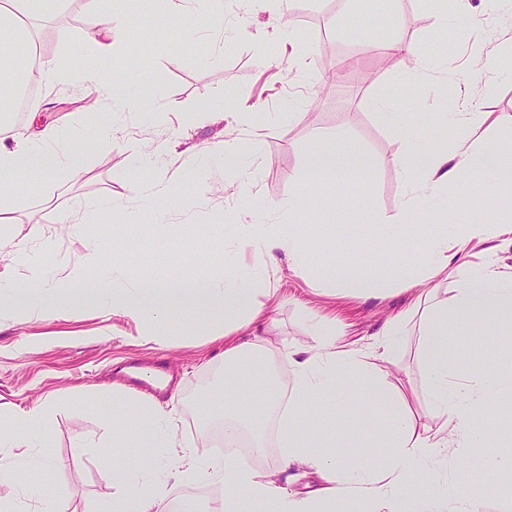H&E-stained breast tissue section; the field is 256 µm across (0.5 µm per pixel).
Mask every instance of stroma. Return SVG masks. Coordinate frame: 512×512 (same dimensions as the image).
<instances>
[{"instance_id": "obj_1", "label": "stroma", "mask_w": 512, "mask_h": 512, "mask_svg": "<svg viewBox=\"0 0 512 512\" xmlns=\"http://www.w3.org/2000/svg\"><path fill=\"white\" fill-rule=\"evenodd\" d=\"M85 7L86 0H47L44 57L98 67V60L82 52ZM122 7L130 22L119 38L128 53L113 60L110 75L117 85L127 86L132 70L146 74L140 84L128 86L133 107L123 117L124 135L111 148L90 151L91 169L84 176L61 181L25 176L17 190V223H0L1 245L20 244L36 252L51 235L59 255L75 261L83 253L81 237L49 221L29 224L28 213L49 218L108 195L116 202L111 219L93 217L82 227V236L112 243L104 267L92 274L90 296L43 297L41 310L20 324L0 317V416L46 405L53 424L46 447L61 462L50 474L28 476V496L15 483L0 482V502H16L20 512H46L37 493L46 483L62 490L66 512H90L105 491L102 471L112 460V445L124 439L102 408L113 397H135L125 373L135 361L147 368L160 365L170 374L179 444L200 456L214 452L211 431L224 421V339L213 329L217 314L174 310L167 346L147 342L134 322L101 306L112 292L110 265L124 266L134 276L146 265L173 277L192 276L223 251L224 235L233 225L273 220L287 226L299 219L311 225L312 249L326 265L343 266L391 251L405 257L397 273L418 269L426 226L465 221L470 213L458 208V201L480 199L484 182L493 176L460 181L405 208L411 188L394 167V158L410 147L436 150L440 138L454 135L433 117L421 129L410 127V120L419 113L432 116L459 87L470 90V111L512 113V75L502 74L488 95L467 61L472 33L484 36L489 50L497 51L503 35L512 31V14L481 11L440 29L425 0H289L280 14L256 11L250 0H224V26L218 29L197 13L195 0L188 5L186 26L166 0H123ZM292 37L306 53L304 64L288 62ZM389 38L401 39L408 50L395 64L378 65L374 49ZM425 58L447 59L448 66L419 76ZM340 59L351 63L361 79L326 90L322 73ZM40 94L47 121L62 127L94 123L80 91L57 87ZM204 106L223 112L234 106L254 108L265 121L248 130L189 121V113ZM393 112L399 113V123L391 122ZM337 127L349 132L368 172L341 183L323 181L327 196L344 195L348 201L336 209L311 211L305 155ZM226 139L241 140L246 152L257 154L250 185L242 193L225 188L224 172H215L205 202L185 211L183 198L195 191L183 171L186 150ZM151 140L166 144L164 159L180 178L163 222L133 224L125 216L140 209L142 201L132 190L129 155L133 146ZM282 201L295 203L296 215H271V206ZM268 275L275 292L258 294L256 301L268 316L265 337L281 351L306 340L304 308L336 318L350 338L367 342L414 300L413 292L405 290L378 300L344 296L329 291L319 276L291 275L283 258L269 266ZM420 325L417 316L404 325L394 364L396 374L414 387L418 398L413 408L424 416L428 379L419 358ZM92 399L98 409L89 408ZM348 414L358 434L351 456L376 462L374 426L383 411L354 405Z\"/></svg>"}]
</instances>
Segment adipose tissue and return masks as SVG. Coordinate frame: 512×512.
<instances>
[{"mask_svg":"<svg viewBox=\"0 0 512 512\" xmlns=\"http://www.w3.org/2000/svg\"><path fill=\"white\" fill-rule=\"evenodd\" d=\"M46 0H0V99L14 98L19 88L16 64L27 60L26 75L47 87L81 88L92 96L98 121L91 126L63 128L41 123V101L27 106L25 131L10 130L0 120V223H12L19 176L35 173L45 178L67 179L87 173L86 145L102 148L123 133L118 112L129 110L131 99L114 82L103 65L111 61L114 36L123 16L113 0H87L85 24L90 39L88 54L101 60L96 69H75L39 52L37 20L45 12ZM467 93L458 90L442 102L445 118L455 129L450 143L428 155L401 153L393 164L407 181L418 184L420 198L434 195L441 187L465 178H480L494 171L486 183V195H494L499 182H512V160L500 157L479 143L484 126L512 129V113L473 112L466 107ZM165 148L153 141L142 144L131 156L136 172L133 189L150 199V212L162 218L175 180L163 163ZM310 180H344L361 175L364 167L358 151L343 130L328 134L307 156ZM512 245V223L483 219L467 224H444L431 236L420 272L411 277L416 285V306L422 307L420 357L429 379L427 408L432 423L420 421L413 410L404 381L392 372L394 338L402 322L388 321L372 342L359 344L338 338L332 321L314 320L309 341L292 345L287 353L293 389L287 401L275 393L268 344L238 340L240 329L262 322V310L254 290L268 284L267 268L249 264L242 255L247 248L266 253L269 259L283 254L288 269L297 277L319 273L335 284L338 293L364 299H380L394 286L395 277L378 278L363 271L341 273L335 268L316 269L305 225H295L282 235L276 230L256 235L252 225L224 243L220 272L200 280L144 275L127 280L122 267L112 269L116 280H127L125 288L113 291L108 311L141 326L149 340L165 341V324L178 305H193L223 312L220 331L224 336V366L235 370L247 364L265 404L274 415L279 460L282 470L307 465L321 485L301 496L292 493L270 474L258 471L248 458L220 454L200 458L179 449L176 409L165 410L155 402L114 398L110 415L124 432L135 433L142 447L155 449L149 464L132 466L114 450L103 480L108 488L93 512H167L164 489L168 484L192 481L220 484L224 497L214 512H467L474 493L488 497L500 494L491 481L494 470H512V454L500 451L486 428L485 400L491 392L512 390V374H496L489 364L474 371L470 381L458 379L459 366L451 339L468 336L471 321L489 311L512 316V272L497 265L498 245ZM484 248V260L473 263L469 248ZM52 241H44L41 254L19 246L12 251L14 266L24 268L21 286L48 288L68 294L87 287L89 272L108 251L106 241L88 239L80 260L59 259L49 267L44 254L53 252ZM455 285L452 297L441 296L439 285ZM0 277V312L22 317L12 299L17 286ZM350 398L387 413L375 434L380 450L377 464H366L337 453L327 442L323 424L343 420L342 400ZM50 424L44 405H36L0 428V480L21 483L33 470L50 471L59 462L44 451ZM483 461L480 469L461 467L444 490L426 477L428 465L449 449Z\"/></svg>","mask_w":512,"mask_h":512,"instance_id":"ef3b65f1","label":"adipose tissue"}]
</instances>
